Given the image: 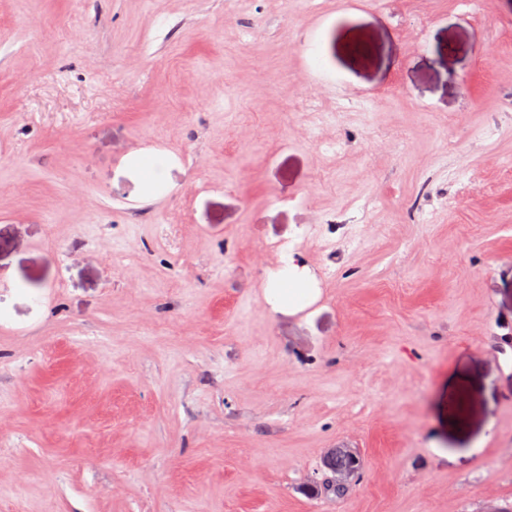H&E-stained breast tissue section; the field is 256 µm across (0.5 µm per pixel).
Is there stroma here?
<instances>
[{"label":"stroma","mask_w":512,"mask_h":512,"mask_svg":"<svg viewBox=\"0 0 512 512\" xmlns=\"http://www.w3.org/2000/svg\"><path fill=\"white\" fill-rule=\"evenodd\" d=\"M506 336L512 0H0V512H499ZM283 265L277 271L273 272L269 279L268 284L271 288H266L267 295L270 302L275 308L279 310H288V307H296V303L300 299L292 296L291 291L294 290L301 299L304 296L303 288H283L286 284L296 278L298 273V266L293 264V259L290 255L283 257ZM361 459L352 448H331L323 458V467L333 474L331 484L346 487L361 467Z\"/></svg>","instance_id":"obj_1"}]
</instances>
